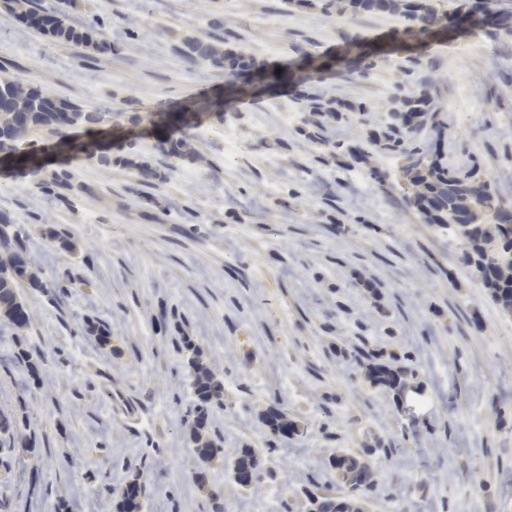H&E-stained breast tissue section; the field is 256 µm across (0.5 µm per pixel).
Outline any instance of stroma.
<instances>
[{"label": "stroma", "instance_id": "stroma-1", "mask_svg": "<svg viewBox=\"0 0 512 512\" xmlns=\"http://www.w3.org/2000/svg\"><path fill=\"white\" fill-rule=\"evenodd\" d=\"M72 19L98 22L111 51L50 41L0 0V73L118 123L112 160H71L69 186L0 173V214L27 226L45 280L71 283L30 294L23 341L0 325V358L23 347L40 360L35 380L22 365L0 373V412L26 413L37 448L0 454L1 512H115L140 463L144 512H211L215 494L229 512H305L297 489L334 454L368 463L366 512H512V318L447 230L408 206L402 160L368 143L403 85L398 63L316 77L354 106L323 131L288 87L200 112L190 132L206 163L166 157L154 134L159 112L224 92L223 71L189 62L190 42L284 63L396 19L287 0H77ZM418 71L449 161H476L512 206V33L427 45ZM139 160L164 181L141 183ZM183 335L224 377L213 427L226 453L266 448L269 405L307 425L273 453L275 481L243 491L217 460L210 486L194 483ZM360 345L409 368L401 397L343 358Z\"/></svg>", "mask_w": 512, "mask_h": 512}]
</instances>
